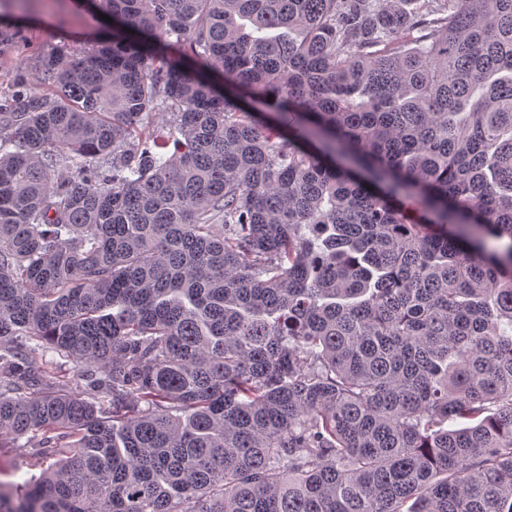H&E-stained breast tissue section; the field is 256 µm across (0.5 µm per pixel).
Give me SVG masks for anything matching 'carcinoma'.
<instances>
[{
    "mask_svg": "<svg viewBox=\"0 0 512 512\" xmlns=\"http://www.w3.org/2000/svg\"><path fill=\"white\" fill-rule=\"evenodd\" d=\"M87 2L0 101V512H512V0ZM56 360L57 363L53 366L52 371L47 378V384L49 387L57 385L58 382L62 383L64 380H71L83 371V367L72 360L59 357H57ZM1 447L0 483L4 484L21 486L30 479L40 476L56 460L39 454L27 437L5 438Z\"/></svg>",
    "mask_w": 512,
    "mask_h": 512,
    "instance_id": "cac0c4a2",
    "label": "carcinoma"
}]
</instances>
